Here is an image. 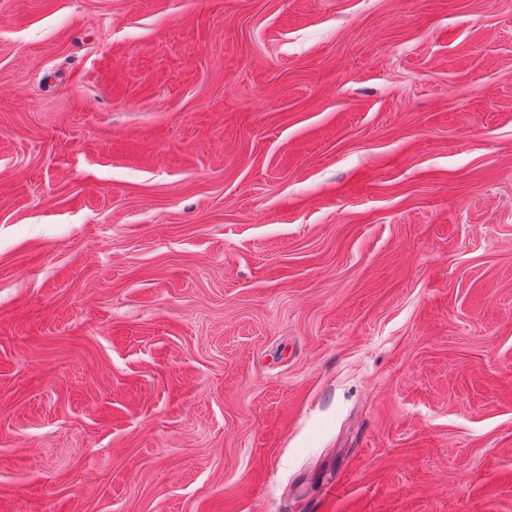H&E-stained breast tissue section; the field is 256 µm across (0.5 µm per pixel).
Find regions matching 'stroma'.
I'll list each match as a JSON object with an SVG mask.
<instances>
[{
	"instance_id": "35a3bbf8",
	"label": "stroma",
	"mask_w": 512,
	"mask_h": 512,
	"mask_svg": "<svg viewBox=\"0 0 512 512\" xmlns=\"http://www.w3.org/2000/svg\"><path fill=\"white\" fill-rule=\"evenodd\" d=\"M0 512H512V0H0Z\"/></svg>"
}]
</instances>
